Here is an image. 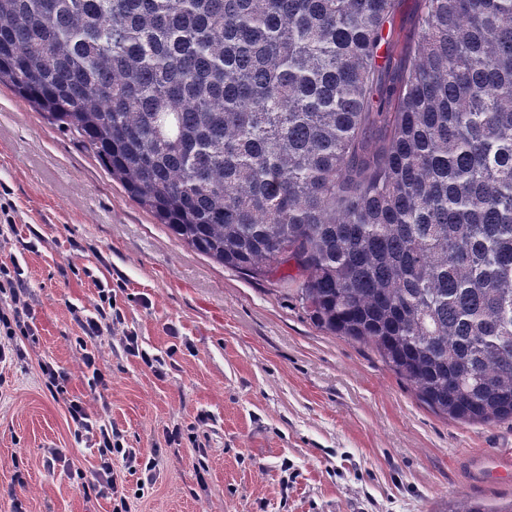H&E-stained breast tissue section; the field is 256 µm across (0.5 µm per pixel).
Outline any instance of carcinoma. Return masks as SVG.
Here are the masks:
<instances>
[{"label":"carcinoma","instance_id":"carcinoma-1","mask_svg":"<svg viewBox=\"0 0 512 512\" xmlns=\"http://www.w3.org/2000/svg\"><path fill=\"white\" fill-rule=\"evenodd\" d=\"M393 2L0 0V85L430 408L512 422V0H421L384 91Z\"/></svg>","mask_w":512,"mask_h":512}]
</instances>
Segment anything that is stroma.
<instances>
[{"instance_id":"35a3bbf8","label":"stroma","mask_w":512,"mask_h":512,"mask_svg":"<svg viewBox=\"0 0 512 512\" xmlns=\"http://www.w3.org/2000/svg\"><path fill=\"white\" fill-rule=\"evenodd\" d=\"M420 13V0H397L376 84L400 80ZM0 201L17 225L0 235V264L19 261L35 310L24 358L0 372V489L24 482V512H112L109 498L77 489L96 455L74 441L73 398L125 447L159 449L152 488L117 470L131 512H447L460 499L492 510L512 501L499 470L512 457L511 422L432 410L375 349L318 328L275 280L176 239L5 86ZM100 282L120 321L90 339L70 310L93 313ZM130 333L156 367L126 352ZM87 353L110 381L106 402L91 398ZM42 360L66 374L62 392L44 385ZM176 428L181 444H167Z\"/></svg>"}]
</instances>
